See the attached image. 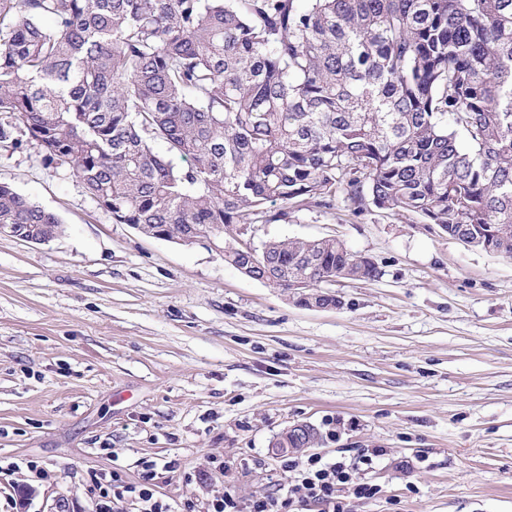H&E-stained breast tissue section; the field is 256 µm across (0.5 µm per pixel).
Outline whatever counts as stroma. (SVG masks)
<instances>
[{
	"label": "stroma",
	"instance_id": "1",
	"mask_svg": "<svg viewBox=\"0 0 512 512\" xmlns=\"http://www.w3.org/2000/svg\"><path fill=\"white\" fill-rule=\"evenodd\" d=\"M0 182L64 227L44 244L0 234V462L16 465L0 512H92V475L134 482L149 461L159 498L208 512L215 457L259 497L286 484L271 443L297 422L335 430L327 460L384 449L367 474L382 496L352 512H512V259L341 196L226 232L257 248L333 237L377 264L330 284L340 307L308 309L215 239L113 222L36 148L0 149Z\"/></svg>",
	"mask_w": 512,
	"mask_h": 512
}]
</instances>
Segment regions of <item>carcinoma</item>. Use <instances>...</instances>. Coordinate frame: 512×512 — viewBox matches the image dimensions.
Listing matches in <instances>:
<instances>
[{
	"instance_id": "obj_1",
	"label": "carcinoma",
	"mask_w": 512,
	"mask_h": 512,
	"mask_svg": "<svg viewBox=\"0 0 512 512\" xmlns=\"http://www.w3.org/2000/svg\"><path fill=\"white\" fill-rule=\"evenodd\" d=\"M25 142L169 240L340 191L512 258V0H0V147ZM0 229L46 242L62 225L0 182ZM227 251L336 308L332 279L380 275L336 238Z\"/></svg>"
}]
</instances>
